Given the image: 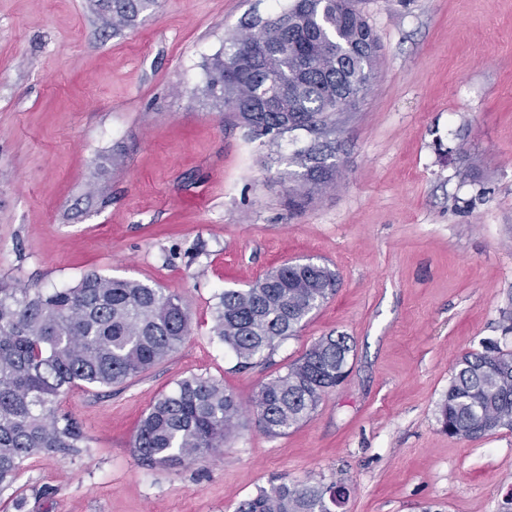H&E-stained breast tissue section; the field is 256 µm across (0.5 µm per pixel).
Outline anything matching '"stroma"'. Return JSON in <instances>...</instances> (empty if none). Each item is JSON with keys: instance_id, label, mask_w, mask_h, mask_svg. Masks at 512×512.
<instances>
[{"instance_id": "obj_1", "label": "stroma", "mask_w": 512, "mask_h": 512, "mask_svg": "<svg viewBox=\"0 0 512 512\" xmlns=\"http://www.w3.org/2000/svg\"><path fill=\"white\" fill-rule=\"evenodd\" d=\"M291 2L159 0L115 30L92 0H0V281L69 288L94 271L166 288L192 316L167 360L64 397L87 446L29 460L20 512H236L308 481L347 487L338 512H502L512 430L458 440L437 410L461 355L512 349V0H358L378 74L339 117L335 187L298 210L292 157L310 135L267 147L196 93L228 34ZM308 261L335 294L239 368L213 331L217 293ZM338 334L349 374L288 434L247 412L190 468L134 455L144 412L182 378L248 405Z\"/></svg>"}]
</instances>
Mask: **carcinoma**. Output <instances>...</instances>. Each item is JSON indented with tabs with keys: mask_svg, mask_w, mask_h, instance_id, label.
Masks as SVG:
<instances>
[{
	"mask_svg": "<svg viewBox=\"0 0 512 512\" xmlns=\"http://www.w3.org/2000/svg\"><path fill=\"white\" fill-rule=\"evenodd\" d=\"M103 23L119 28L153 12L158 0H96ZM379 43L352 0H294L245 31L205 64L200 92L273 146L289 133L314 135L293 163L303 169L288 190L300 208L336 179L331 136L336 115L356 109L373 82ZM336 275L315 264H284L245 289H226L215 306V335L250 367L294 336L335 292ZM191 329L177 294L137 280L85 274L71 288L0 285V497H15L26 462L77 453L87 440L61 403L76 386L110 387L170 357ZM351 338L325 336L261 386L258 427L281 436L306 421L347 373ZM243 406L224 383L193 375L160 395L137 428L133 448L145 465L185 469L221 454L236 435ZM448 436L475 441L512 429V350L495 341L462 355L439 404ZM336 484H272L237 512H333Z\"/></svg>",
	"mask_w": 512,
	"mask_h": 512,
	"instance_id": "obj_1",
	"label": "carcinoma"
}]
</instances>
